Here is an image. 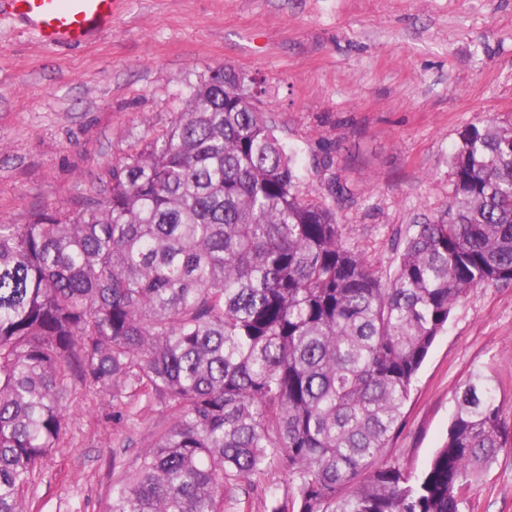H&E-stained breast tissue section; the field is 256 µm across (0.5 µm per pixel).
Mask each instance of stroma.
<instances>
[{"instance_id": "stroma-1", "label": "stroma", "mask_w": 512, "mask_h": 512, "mask_svg": "<svg viewBox=\"0 0 512 512\" xmlns=\"http://www.w3.org/2000/svg\"><path fill=\"white\" fill-rule=\"evenodd\" d=\"M227 66L258 78L259 107L297 155L302 193L319 166L351 189L336 208L345 240L380 270L400 231L448 205L449 155L466 126L512 122V0H127L111 30L47 46L0 16V221L103 192L105 171L167 128L188 84ZM490 376L512 420V285L454 309L414 382L386 464L422 472L470 374ZM30 512H107L112 484L169 429L157 399L104 402L76 385ZM237 481L224 512H269L265 486ZM463 512H512V448L499 452Z\"/></svg>"}]
</instances>
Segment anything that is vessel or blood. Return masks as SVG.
Instances as JSON below:
<instances>
[{
	"instance_id": "1",
	"label": "vessel or blood",
	"mask_w": 512,
	"mask_h": 512,
	"mask_svg": "<svg viewBox=\"0 0 512 512\" xmlns=\"http://www.w3.org/2000/svg\"><path fill=\"white\" fill-rule=\"evenodd\" d=\"M15 16L50 46L81 45L111 29L124 0H8Z\"/></svg>"
}]
</instances>
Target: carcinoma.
Instances as JSON below:
<instances>
[{"instance_id":"carcinoma-1","label":"carcinoma","mask_w":512,"mask_h":512,"mask_svg":"<svg viewBox=\"0 0 512 512\" xmlns=\"http://www.w3.org/2000/svg\"><path fill=\"white\" fill-rule=\"evenodd\" d=\"M256 81L220 67L108 168L103 196L0 222V512H28L79 382L160 400L172 426L110 512H224V479L288 463L271 512H461L512 425L481 371L414 477L380 459L455 306L512 285V123L465 127L448 208L384 274L344 240L331 173L302 195Z\"/></svg>"}]
</instances>
